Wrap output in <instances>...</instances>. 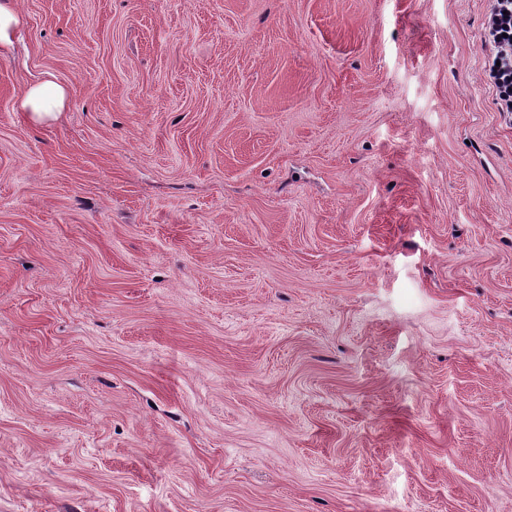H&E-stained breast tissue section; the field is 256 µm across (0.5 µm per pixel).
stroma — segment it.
I'll return each mask as SVG.
<instances>
[{"mask_svg": "<svg viewBox=\"0 0 512 512\" xmlns=\"http://www.w3.org/2000/svg\"><path fill=\"white\" fill-rule=\"evenodd\" d=\"M15 7L0 512H512L488 0ZM66 100V88L48 76L26 89L20 100L19 112H26L33 123H42L56 118Z\"/></svg>", "mask_w": 512, "mask_h": 512, "instance_id": "1", "label": "stroma"}]
</instances>
